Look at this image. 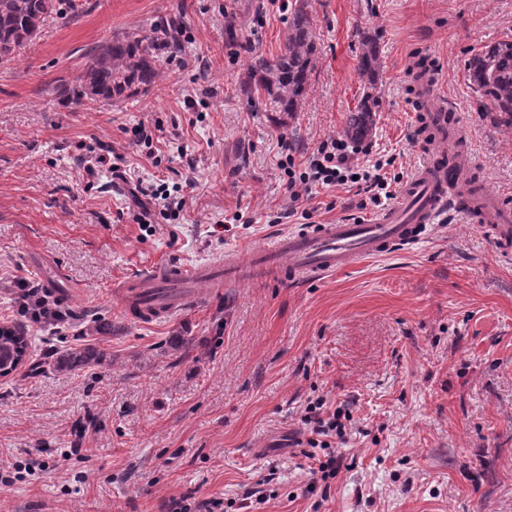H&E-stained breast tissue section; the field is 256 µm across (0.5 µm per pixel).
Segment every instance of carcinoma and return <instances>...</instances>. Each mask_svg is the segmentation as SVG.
Instances as JSON below:
<instances>
[{
    "mask_svg": "<svg viewBox=\"0 0 512 512\" xmlns=\"http://www.w3.org/2000/svg\"><path fill=\"white\" fill-rule=\"evenodd\" d=\"M60 13V0H0V65L11 62L25 44L37 37L45 17ZM182 20L175 17L155 21L128 31L90 49L75 84L61 85V93L71 102L113 103L149 90L160 75L162 60L181 53ZM316 45L312 22L304 5L295 7L288 18V36L278 55L258 56L248 66L244 83L247 95L264 92L265 107L271 112L294 116L310 83ZM471 89L488 112L498 113L501 125L512 128V40H501L472 54L465 62ZM376 39L361 40L359 74L369 92L351 114L343 130L344 138L361 144L372 134L376 97L371 94L379 79ZM27 348L26 331L20 327L0 328V353L15 347ZM54 369L76 372L97 363L102 354L94 346L50 351Z\"/></svg>",
    "mask_w": 512,
    "mask_h": 512,
    "instance_id": "cac0c4a2",
    "label": "carcinoma"
}]
</instances>
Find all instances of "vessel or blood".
<instances>
[{"label": "vessel or blood", "mask_w": 512, "mask_h": 512, "mask_svg": "<svg viewBox=\"0 0 512 512\" xmlns=\"http://www.w3.org/2000/svg\"><path fill=\"white\" fill-rule=\"evenodd\" d=\"M419 89L433 123L444 125L447 101L435 94L432 83H421ZM460 176L459 168L443 163L440 152L425 154L414 176L403 185L398 202L375 220L317 224L283 233L244 259L231 253L218 262L147 269L122 282L118 293L124 308L149 324L195 304L204 286L241 283L258 272L304 282L355 268L367 259L413 245L435 224L444 222L452 201L450 190ZM459 210L462 217L491 223L498 252L512 254V216L499 195L480 190L473 202L460 205Z\"/></svg>", "instance_id": "vessel-or-blood-1"}]
</instances>
